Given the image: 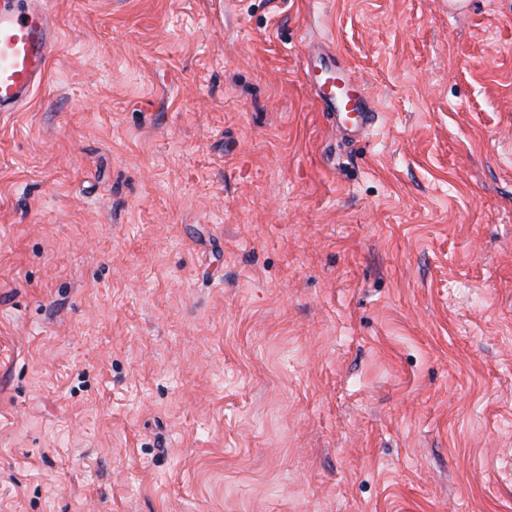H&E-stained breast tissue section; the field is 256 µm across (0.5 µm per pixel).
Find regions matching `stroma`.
Returning a JSON list of instances; mask_svg holds the SVG:
<instances>
[{"label":"stroma","mask_w":512,"mask_h":512,"mask_svg":"<svg viewBox=\"0 0 512 512\" xmlns=\"http://www.w3.org/2000/svg\"><path fill=\"white\" fill-rule=\"evenodd\" d=\"M49 21L0 112V512H512V0ZM307 78L322 112L338 118V135L363 137L375 125L378 113L374 101L351 70L341 69L337 77H329L323 84L318 82L313 69L308 70Z\"/></svg>","instance_id":"1"}]
</instances>
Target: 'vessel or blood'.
<instances>
[{
  "label": "vessel or blood",
  "mask_w": 512,
  "mask_h": 512,
  "mask_svg": "<svg viewBox=\"0 0 512 512\" xmlns=\"http://www.w3.org/2000/svg\"><path fill=\"white\" fill-rule=\"evenodd\" d=\"M46 0H0V112L16 111L42 79L54 48ZM322 111L336 116V132L362 137L378 113L351 70L325 82L311 80Z\"/></svg>",
  "instance_id": "vessel-or-blood-1"
}]
</instances>
